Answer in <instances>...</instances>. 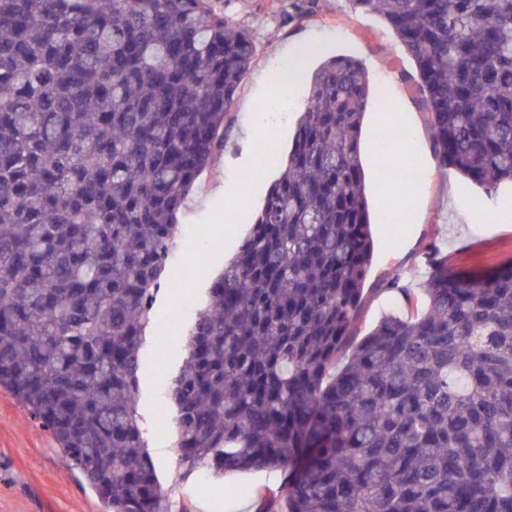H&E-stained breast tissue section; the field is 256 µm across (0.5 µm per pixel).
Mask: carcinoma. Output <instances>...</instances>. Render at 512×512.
<instances>
[{
  "mask_svg": "<svg viewBox=\"0 0 512 512\" xmlns=\"http://www.w3.org/2000/svg\"><path fill=\"white\" fill-rule=\"evenodd\" d=\"M415 62L440 166L512 182V0H351ZM255 56L212 0H0V387L110 512H173L139 412L177 215L224 148ZM373 91L313 74L286 159L182 340L160 405L175 476L286 474L259 512H512V266L428 253L352 336L373 255ZM344 364L336 367V361Z\"/></svg>",
  "mask_w": 512,
  "mask_h": 512,
  "instance_id": "obj_1",
  "label": "carcinoma"
}]
</instances>
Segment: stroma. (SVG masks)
<instances>
[{"instance_id": "1", "label": "stroma", "mask_w": 512, "mask_h": 512, "mask_svg": "<svg viewBox=\"0 0 512 512\" xmlns=\"http://www.w3.org/2000/svg\"><path fill=\"white\" fill-rule=\"evenodd\" d=\"M213 5L230 23L252 34L256 53L236 91L224 148L200 176L178 218L180 232L168 279L158 295V307L166 315L172 335L186 336L196 314L195 309L176 302V288L187 278L196 258H203L201 274L190 281L198 302H205L212 279L234 259L279 171L269 169L264 181L253 184L247 183L244 175L259 164L266 147L287 155L308 89L303 86L297 90L288 111L272 114L257 112L250 93L276 66L280 48L311 33L330 43L333 54L359 60L372 88L383 93L384 105L369 106L368 116L379 115L387 107L409 112L417 132L415 160L424 168L416 181L418 202L406 209L403 222L381 218L377 177L373 171L365 173L373 257L353 332L365 336L385 314L403 312L401 296L386 290L384 284L399 273L412 288H420L429 244H436L447 255L449 267L458 270L493 271L512 264V185H500L490 197L459 173L439 166L415 65L385 21L354 10L349 0H213ZM258 119L265 125L264 133L246 138L247 127ZM229 183L252 186L248 209L238 211L225 203L222 189ZM182 358L180 346L161 340L149 342L141 356L139 411L161 484L174 502L189 503L193 512H252L258 491L278 490L283 481L281 471L229 472L220 485L206 475L186 482L175 477L173 428L158 422L156 406L163 399L168 373L178 368ZM227 485L237 487L238 495L225 496L223 488ZM0 512H107L106 504L85 477L62 466L51 434L2 388Z\"/></svg>"}]
</instances>
